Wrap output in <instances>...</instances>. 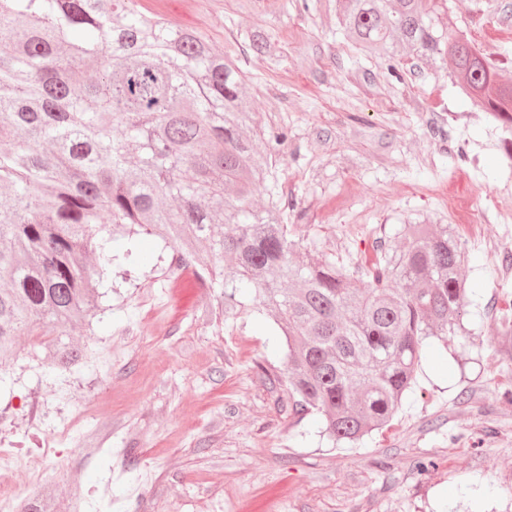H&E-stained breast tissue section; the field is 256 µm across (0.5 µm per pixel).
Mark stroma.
Listing matches in <instances>:
<instances>
[{
  "label": "stroma",
  "instance_id": "1",
  "mask_svg": "<svg viewBox=\"0 0 512 512\" xmlns=\"http://www.w3.org/2000/svg\"><path fill=\"white\" fill-rule=\"evenodd\" d=\"M139 0L143 12L235 50L257 118L285 131L273 183L290 237L344 266L396 245L399 225L448 224L472 207L482 240L457 230L473 293L466 338L423 357L420 395L354 448L296 414L284 345L252 299L225 318L198 262L179 264L156 235L115 278L92 326L71 331L87 358L43 375L23 336L15 384L0 392V448H58L39 483L17 465L0 487L23 502L74 489L112 512H512V174L501 133L472 116L449 64L401 54V77L363 56L338 28L335 0ZM446 11L512 82V0H446ZM272 45L255 53L250 34ZM431 462L419 471L417 462Z\"/></svg>",
  "mask_w": 512,
  "mask_h": 512
}]
</instances>
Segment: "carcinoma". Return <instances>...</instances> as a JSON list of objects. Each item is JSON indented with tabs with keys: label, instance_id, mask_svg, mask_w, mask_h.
Masks as SVG:
<instances>
[{
	"label": "carcinoma",
	"instance_id": "carcinoma-1",
	"mask_svg": "<svg viewBox=\"0 0 512 512\" xmlns=\"http://www.w3.org/2000/svg\"><path fill=\"white\" fill-rule=\"evenodd\" d=\"M338 23L397 73L409 49L449 62L473 105L512 135L501 67L441 20L445 0H338ZM231 52L137 9V0H0V368L17 337L47 336L49 372L83 363L70 327L109 278L104 232L142 229L202 259L222 288L263 306L288 351L298 413L335 447L385 425L412 390L426 341L465 333L468 254L450 224H404L363 286L288 238Z\"/></svg>",
	"mask_w": 512,
	"mask_h": 512
}]
</instances>
